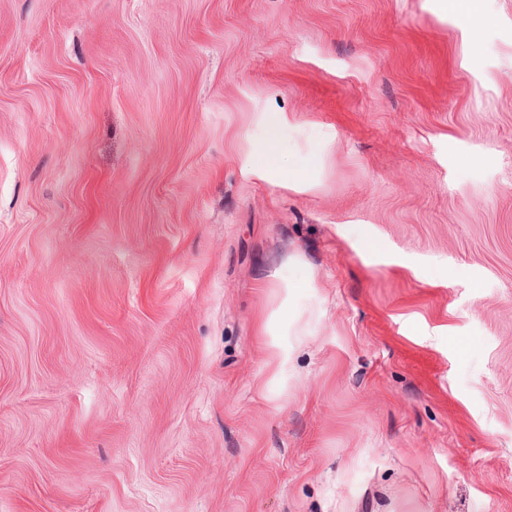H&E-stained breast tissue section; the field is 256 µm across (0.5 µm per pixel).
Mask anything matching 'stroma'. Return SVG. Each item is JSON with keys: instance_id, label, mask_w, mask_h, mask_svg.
Instances as JSON below:
<instances>
[{"instance_id": "stroma-1", "label": "stroma", "mask_w": 512, "mask_h": 512, "mask_svg": "<svg viewBox=\"0 0 512 512\" xmlns=\"http://www.w3.org/2000/svg\"><path fill=\"white\" fill-rule=\"evenodd\" d=\"M471 6L0 0V512H512V0ZM279 157L278 121L272 120L262 148L257 154V161L262 166L274 168ZM280 278L287 284L288 288H317L313 276L307 267L299 261L288 264V273Z\"/></svg>"}]
</instances>
